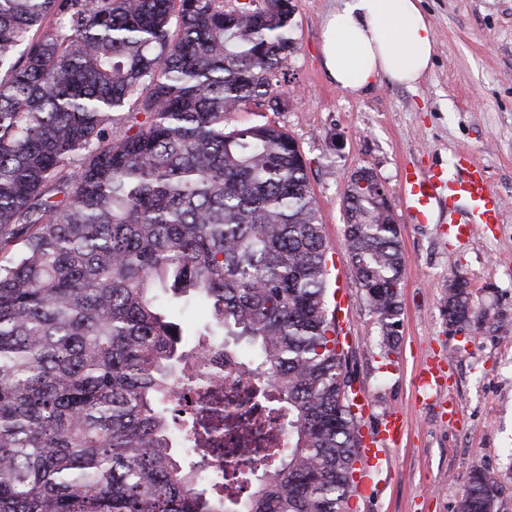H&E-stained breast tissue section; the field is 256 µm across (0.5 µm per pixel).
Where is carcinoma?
I'll list each match as a JSON object with an SVG mask.
<instances>
[{
  "label": "carcinoma",
  "instance_id": "carcinoma-1",
  "mask_svg": "<svg viewBox=\"0 0 512 512\" xmlns=\"http://www.w3.org/2000/svg\"><path fill=\"white\" fill-rule=\"evenodd\" d=\"M293 0H0V512H211L172 446L196 304L274 387L288 447L243 512H355L361 419L306 163L275 124ZM355 284L395 350L394 217L343 193ZM460 332L473 293L451 277ZM500 484L470 470L458 512Z\"/></svg>",
  "mask_w": 512,
  "mask_h": 512
}]
</instances>
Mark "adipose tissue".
<instances>
[{
	"label": "adipose tissue",
	"mask_w": 512,
	"mask_h": 512,
	"mask_svg": "<svg viewBox=\"0 0 512 512\" xmlns=\"http://www.w3.org/2000/svg\"><path fill=\"white\" fill-rule=\"evenodd\" d=\"M434 44L420 0H342L325 20L321 54L337 87L358 95L384 77L416 85Z\"/></svg>",
	"instance_id": "adipose-tissue-1"
}]
</instances>
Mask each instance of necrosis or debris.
<instances>
[{
	"mask_svg": "<svg viewBox=\"0 0 512 512\" xmlns=\"http://www.w3.org/2000/svg\"><path fill=\"white\" fill-rule=\"evenodd\" d=\"M172 387L196 412L190 443L206 472L225 495L245 499L251 477L268 468L269 448L283 438L274 392L242 374L238 349L211 341L182 365Z\"/></svg>",
	"mask_w": 512,
	"mask_h": 512,
	"instance_id": "obj_1",
	"label": "necrosis or debris"
}]
</instances>
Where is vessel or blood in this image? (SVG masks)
Returning a JSON list of instances; mask_svg holds the SVG:
<instances>
[{"label":"vessel or blood","instance_id":"1","mask_svg":"<svg viewBox=\"0 0 512 512\" xmlns=\"http://www.w3.org/2000/svg\"><path fill=\"white\" fill-rule=\"evenodd\" d=\"M402 188L413 222L433 223L436 215H446L449 235L455 238L472 236L480 227L501 223L504 205L484 169L468 154H461L455 172L429 168L405 172ZM470 202L466 216H458L457 203ZM401 414H392L377 433L367 435L359 450L361 471L356 480L357 492H368L370 473L378 464L384 445L397 442L402 434Z\"/></svg>","mask_w":512,"mask_h":512}]
</instances>
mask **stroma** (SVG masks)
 I'll use <instances>...</instances> for the list:
<instances>
[{
    "mask_svg": "<svg viewBox=\"0 0 512 512\" xmlns=\"http://www.w3.org/2000/svg\"><path fill=\"white\" fill-rule=\"evenodd\" d=\"M337 4L295 0L283 106H251L229 123L275 124L298 144L329 273L350 302L345 365L368 400L362 430L393 411L406 419L400 442L381 454L371 492L354 503L358 512H456L477 463L502 487L498 512H512V0H421L435 33L431 70L415 86L383 78L358 96L337 88L322 63L324 21ZM460 150L483 165L505 210L502 223L452 242L439 225L410 223L400 183L407 166L453 169ZM360 168L383 183L407 259L400 342L387 355L344 240L342 197ZM456 272L473 289L477 321L466 332L449 328L441 312ZM429 363L448 379L425 391L415 375Z\"/></svg>",
    "mask_w": 512,
    "mask_h": 512,
    "instance_id": "35a3bbf8",
    "label": "stroma"
}]
</instances>
